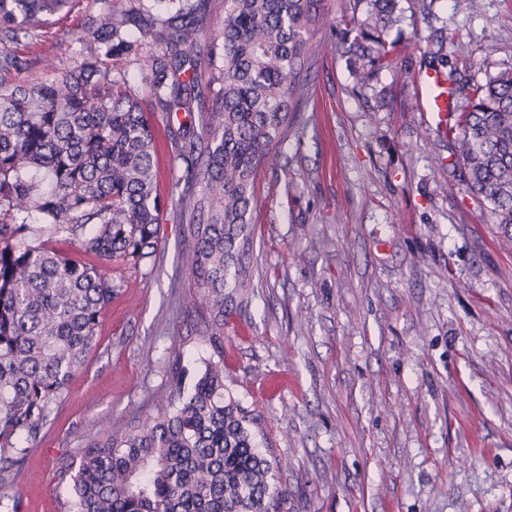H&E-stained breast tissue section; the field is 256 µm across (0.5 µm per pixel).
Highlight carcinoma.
Returning a JSON list of instances; mask_svg holds the SVG:
<instances>
[{"label": "carcinoma", "instance_id": "1", "mask_svg": "<svg viewBox=\"0 0 512 512\" xmlns=\"http://www.w3.org/2000/svg\"><path fill=\"white\" fill-rule=\"evenodd\" d=\"M128 2L88 20V57L49 79L15 80L26 62L0 50V507L22 512L8 490L118 291L104 267L150 257L170 207L192 225L189 287L207 355L197 367L173 350L148 414L59 458V512H286L265 416L226 385L224 319L251 287L257 172L300 122L322 0H224V22L209 31L211 0L165 19L153 13L158 0ZM398 2L343 0L335 49L361 89L392 67ZM79 3L0 0V38L37 40ZM145 52L147 105L117 66ZM448 81L466 99L448 126L460 137L454 167L492 223L512 226V68L478 82L455 67ZM149 112L185 113L168 127L183 171L165 200ZM59 232L94 262L39 242Z\"/></svg>", "mask_w": 512, "mask_h": 512}]
</instances>
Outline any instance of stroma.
<instances>
[{"instance_id": "35a3bbf8", "label": "stroma", "mask_w": 512, "mask_h": 512, "mask_svg": "<svg viewBox=\"0 0 512 512\" xmlns=\"http://www.w3.org/2000/svg\"><path fill=\"white\" fill-rule=\"evenodd\" d=\"M127 0H81L44 42L19 48L78 67L88 17ZM310 97L253 206L254 292L224 326L234 393L259 407L288 512H512V233L452 173L459 153L426 109L432 36L459 35L480 81L512 67V0H401L397 68L355 87L333 43L341 0H323ZM167 194L177 147L155 113ZM191 227L165 211L157 252L114 263L124 285L96 345L28 452L23 512H57L60 457L149 411L172 347L188 343Z\"/></svg>"}]
</instances>
